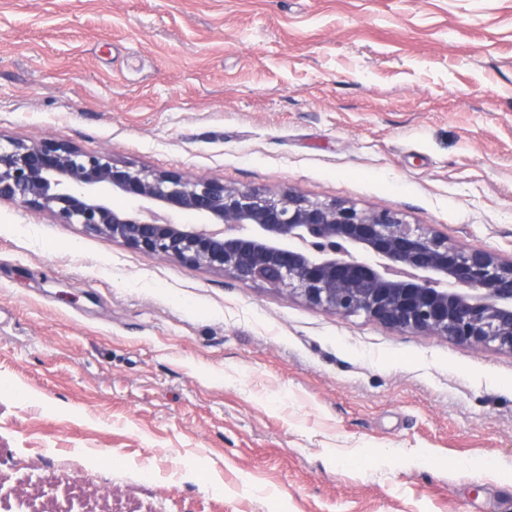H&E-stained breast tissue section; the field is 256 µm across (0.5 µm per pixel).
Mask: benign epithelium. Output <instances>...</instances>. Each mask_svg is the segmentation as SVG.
<instances>
[{
    "label": "benign epithelium",
    "mask_w": 512,
    "mask_h": 512,
    "mask_svg": "<svg viewBox=\"0 0 512 512\" xmlns=\"http://www.w3.org/2000/svg\"><path fill=\"white\" fill-rule=\"evenodd\" d=\"M0 200L338 315L512 354V257L450 244L387 208L147 172L53 140L0 149Z\"/></svg>",
    "instance_id": "obj_1"
}]
</instances>
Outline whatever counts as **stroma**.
Wrapping results in <instances>:
<instances>
[{"label": "stroma", "mask_w": 512, "mask_h": 512, "mask_svg": "<svg viewBox=\"0 0 512 512\" xmlns=\"http://www.w3.org/2000/svg\"><path fill=\"white\" fill-rule=\"evenodd\" d=\"M44 139L507 258L512 0H0V146ZM35 498L512 512V355L0 201V512Z\"/></svg>", "instance_id": "stroma-1"}]
</instances>
